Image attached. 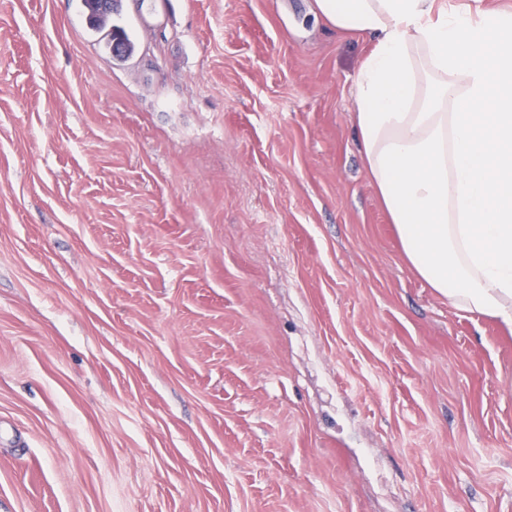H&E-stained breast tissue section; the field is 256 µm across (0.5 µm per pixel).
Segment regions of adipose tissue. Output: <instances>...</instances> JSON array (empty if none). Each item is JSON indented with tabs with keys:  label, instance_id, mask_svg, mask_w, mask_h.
I'll list each match as a JSON object with an SVG mask.
<instances>
[{
	"label": "adipose tissue",
	"instance_id": "1",
	"mask_svg": "<svg viewBox=\"0 0 512 512\" xmlns=\"http://www.w3.org/2000/svg\"><path fill=\"white\" fill-rule=\"evenodd\" d=\"M374 48L355 83L368 176L430 288L512 328V13L316 0Z\"/></svg>",
	"mask_w": 512,
	"mask_h": 512
}]
</instances>
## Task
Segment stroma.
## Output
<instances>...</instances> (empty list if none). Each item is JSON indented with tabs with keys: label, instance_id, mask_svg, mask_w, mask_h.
I'll use <instances>...</instances> for the list:
<instances>
[{
	"label": "stroma",
	"instance_id": "1",
	"mask_svg": "<svg viewBox=\"0 0 512 512\" xmlns=\"http://www.w3.org/2000/svg\"><path fill=\"white\" fill-rule=\"evenodd\" d=\"M0 0V512H512V330L408 266L315 0ZM84 0V5L88 10V17L91 26L94 30H102L107 25V17L112 15L113 13H117L118 11V1L112 0L113 5L111 3V9L109 11H104L107 9V3L102 0ZM100 3V7H99ZM103 10V11H101ZM105 38H107V46L116 59L125 60L134 54L135 43L123 27L112 25V29Z\"/></svg>",
	"mask_w": 512,
	"mask_h": 512
}]
</instances>
